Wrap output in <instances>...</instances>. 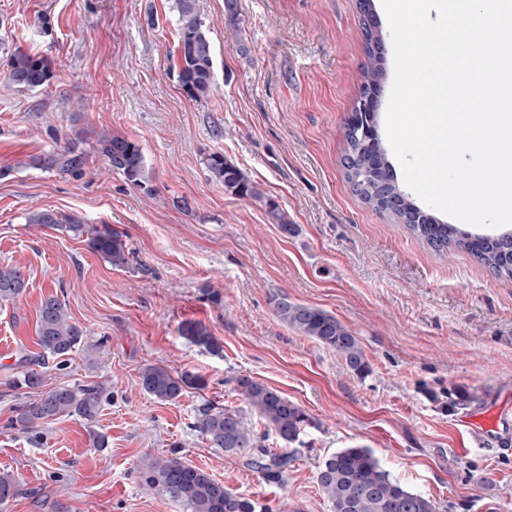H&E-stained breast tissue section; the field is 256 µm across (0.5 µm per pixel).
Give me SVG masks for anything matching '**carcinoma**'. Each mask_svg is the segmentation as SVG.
Segmentation results:
<instances>
[{
  "label": "carcinoma",
  "mask_w": 512,
  "mask_h": 512,
  "mask_svg": "<svg viewBox=\"0 0 512 512\" xmlns=\"http://www.w3.org/2000/svg\"><path fill=\"white\" fill-rule=\"evenodd\" d=\"M177 14L178 40L176 45L178 83L192 99L208 95L214 82L212 45L204 29L197 0H173ZM367 62L365 80H384V59L376 56L374 36L363 30ZM53 77L46 57L22 49L12 53L8 63L7 84L12 88L34 90L48 85ZM376 128V114L360 113L346 123L344 137L349 153L344 161L345 177L362 202L376 210L382 204L373 193L372 180L364 175L363 160L380 149V142H369L368 132ZM98 152L112 170L122 174L132 185L147 188L150 182L141 146L126 136L106 135L97 140ZM84 153L77 143L48 153L40 160L45 168L73 171L81 168ZM206 166L224 190L237 197L260 202L269 221L279 226L285 235L295 233L296 225L288 221L280 205L267 196L256 183L248 179L224 156L212 154ZM420 208L405 200L402 208L391 215L404 224L418 239L437 253L450 248L471 253L494 274L512 279V231L502 234L472 235L455 224H442L434 217L419 218ZM27 223L56 225L75 235L87 234L90 249L114 267L128 264L130 251L121 236L110 230H86L79 222L62 219L56 213L36 209L27 216ZM26 288L25 275L15 265H0V303L15 302ZM269 304L277 318L301 336L336 352L346 367L357 377L368 373L369 365L353 331L327 311L300 304L278 291L270 295ZM180 333L205 350L218 353L222 345L200 322H187ZM84 339V331L70 320L66 305L58 296L49 294L41 301L36 325V345L39 352L25 359L28 367L11 379L10 386L27 389L29 402L20 409L19 422L25 428H35L60 416L78 415L92 423L100 409L102 388L98 385H77L42 389L44 376L34 369L52 358L65 362ZM142 389L162 402H175L188 388L200 389L206 385L202 376L185 371L171 373L159 365H148L140 372ZM236 390L250 410L286 445L300 436L308 418L298 404L288 400L279 391L248 376L236 379ZM479 400L467 390L448 394V407L467 406ZM211 447L220 448L228 455L242 458L244 465L259 473L269 484L285 481L291 456L288 452L275 453L263 445V437L238 411L208 406L199 412L195 423ZM142 482L151 490H158L180 502L186 512H257L254 500L224 487L206 471L180 461L179 458H161L150 461L141 472ZM317 480L323 494L332 504L333 512H436L434 502L406 489L386 471L373 451L353 446L339 449L326 456L318 467ZM18 481L9 472L0 473V504L15 497Z\"/></svg>",
  "instance_id": "obj_1"
}]
</instances>
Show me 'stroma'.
Returning a JSON list of instances; mask_svg holds the SVG:
<instances>
[{
  "mask_svg": "<svg viewBox=\"0 0 512 512\" xmlns=\"http://www.w3.org/2000/svg\"><path fill=\"white\" fill-rule=\"evenodd\" d=\"M173 0H0V264L27 288L0 306V472L18 480L0 512H184L148 491L139 472L177 457L266 512H331L317 470L329 454L370 448L437 512H512V454L469 448L470 415L501 414L512 445V281L469 253L439 254L405 225L367 207L344 177V124L364 81L354 0H240L238 30L224 0H198L213 47L214 87L188 97L176 62ZM50 59L53 78L6 87L15 50ZM81 169L33 165L79 131ZM118 134L141 146L148 188L113 172L96 149ZM220 154L275 198L297 231L284 236L257 201L224 190L206 167ZM118 232L130 250L115 268L85 237L30 224L35 209ZM333 314L370 365L344 361L275 316L271 293ZM58 297L85 338L45 388L99 384L95 424L65 416L25 430V401L8 385L37 353L44 296ZM205 324L214 355L181 336ZM149 364L201 375L177 402L146 394ZM248 375L299 404L309 423L289 445L284 484L271 485L195 429L206 403L246 414L270 448L275 434L236 391ZM477 403L448 410L452 389ZM105 447H93L90 430Z\"/></svg>",
  "mask_w": 512,
  "mask_h": 512,
  "instance_id": "35a3bbf8",
  "label": "stroma"
}]
</instances>
